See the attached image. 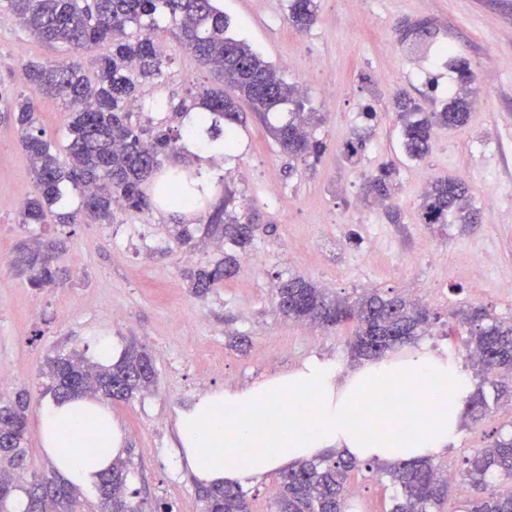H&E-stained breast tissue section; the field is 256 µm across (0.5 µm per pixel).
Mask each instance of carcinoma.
I'll list each match as a JSON object with an SVG mask.
<instances>
[{
	"label": "carcinoma",
	"mask_w": 512,
	"mask_h": 512,
	"mask_svg": "<svg viewBox=\"0 0 512 512\" xmlns=\"http://www.w3.org/2000/svg\"><path fill=\"white\" fill-rule=\"evenodd\" d=\"M317 0H288V20L299 30L316 21ZM19 20L34 37L57 45L67 58L54 63L31 62L24 68L31 94L6 101L4 111L13 113L17 133L26 152L38 194L27 199L20 211L22 224H74L78 216L107 224L112 208L120 205L142 213L150 208L143 190L161 167L162 158L186 151V142L201 146L218 142L224 151L236 146L235 125L248 108L258 116L287 109V117L269 126L273 139L296 161L309 165L319 158L323 143L309 128L320 121L305 111L304 95L286 82L276 66L231 32V23L219 8V0H0V17ZM180 32L184 46L214 75L215 88H205L190 99L176 103L155 100L150 108L167 116L153 127L132 124L129 105L137 100L140 80L164 76V58L155 36L162 25ZM434 32L426 22L408 26L403 40L432 43ZM109 43L105 54L97 53ZM91 56L87 71L81 56ZM460 88L439 110L426 112L409 95L394 98L401 121V144L406 156L421 160L432 151L438 128L466 125L478 94L475 76L464 60L454 61ZM63 100L70 116L66 143L58 146L47 138L34 96ZM196 112L197 125L188 128L184 119ZM366 147L358 134L344 145V158L357 163ZM395 170L383 167L365 181L366 193L382 200L391 196ZM161 203L178 210L210 205L207 177L200 171H170L159 186ZM231 197L212 206L204 234L227 241L240 250L254 240L247 223L227 211ZM419 219L423 224H475L468 189L462 181L438 178L422 195ZM59 243H36L19 253L15 265L28 273L33 288L55 282V253ZM239 271V259L227 254L211 268L190 274L192 288L205 291ZM281 313L297 322L320 328L354 327L351 354L374 358L428 333L440 316L421 303L401 295L364 292L350 299L326 291L302 276L282 280L275 288ZM467 328V347L478 371L493 384L497 397H512V322L491 316L484 308H460L452 313ZM51 390L58 398L83 394L106 400L132 397L155 381V368L144 349L132 343L122 358L103 365L76 353L59 354L48 363ZM31 396L19 391L0 402V512H11L15 492L26 470L27 411ZM489 407L482 390L465 404L466 415L479 419ZM355 461L338 454L334 458L305 462L284 474L272 512H344L349 495V472ZM399 488L400 497L391 512H438L448 497L450 477L432 461L367 464ZM462 477L479 492L464 512H512V434L503 435L488 448L467 459ZM127 461L117 459L98 485L99 512H144L141 502L126 493ZM54 478H34L27 490L25 512H43L36 488ZM48 512H79L76 488L56 484ZM203 512H251L247 494L239 486L211 488L203 494Z\"/></svg>",
	"instance_id": "1"
}]
</instances>
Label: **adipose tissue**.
Returning <instances> with one entry per match:
<instances>
[{"mask_svg":"<svg viewBox=\"0 0 512 512\" xmlns=\"http://www.w3.org/2000/svg\"><path fill=\"white\" fill-rule=\"evenodd\" d=\"M439 385L447 398H430ZM472 392L458 361L426 344L347 372L312 356L287 372L200 396L177 419L179 462L210 488L249 486L336 450L360 462L437 460L457 438ZM38 432L59 477L84 490L127 446L109 406L91 395L45 402Z\"/></svg>","mask_w":512,"mask_h":512,"instance_id":"ef3b65f1","label":"adipose tissue"}]
</instances>
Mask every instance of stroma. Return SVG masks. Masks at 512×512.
<instances>
[{"mask_svg": "<svg viewBox=\"0 0 512 512\" xmlns=\"http://www.w3.org/2000/svg\"><path fill=\"white\" fill-rule=\"evenodd\" d=\"M220 6L235 33L288 82L304 87L320 115L312 134L324 150L303 166L268 131L278 115L262 121L246 111L232 152L164 160V169L209 175L214 198L231 193L230 210L260 226L239 274L205 295L194 292L184 273L222 260L225 243L199 236L180 247L173 235L175 225L201 226L207 216L154 202L143 214L113 208L108 224L20 223L18 203L37 189L15 127L0 115V370L14 378L0 397L29 389L28 417L36 419L53 396L50 358L73 351L93 357L101 336L145 347L154 384L110 407L128 436L130 491L173 512H201L202 489L173 453L177 414L196 397L287 371L313 355L345 370L358 363L350 327H310L280 314L275 288L282 279L299 275L347 297L376 288L418 300L440 316L426 343L461 359L489 398L493 388L468 359L466 335L451 313L479 306L512 320V0H319L316 23L302 33L288 22V0H220ZM419 21L437 32L435 46L423 52L396 33L400 23ZM158 41L168 59L165 76L140 83L142 100H179L209 84L208 71L175 31H162ZM441 44L468 59L479 101L466 127L438 131L431 153L412 160L402 151L390 101L403 90L427 108L447 102L457 74L438 52ZM59 57L15 19H0V87L27 93L25 64ZM363 103L376 111L368 125L359 113ZM365 127L364 155L349 164L343 147ZM391 162L397 177L387 206L365 201L366 178ZM439 177L467 182L478 224L420 222L424 187ZM33 238L65 243L55 284L41 290L12 266L18 245ZM371 238L379 248L372 258ZM485 248L496 263L481 268L477 254ZM510 433L511 401L492 406L482 420H462L441 460L455 475L443 512H461L474 494L461 476L465 458ZM350 481L356 492L349 512H390L394 490L385 477L361 467Z\"/></svg>", "mask_w": 512, "mask_h": 512, "instance_id": "stroma-1", "label": "stroma"}]
</instances>
